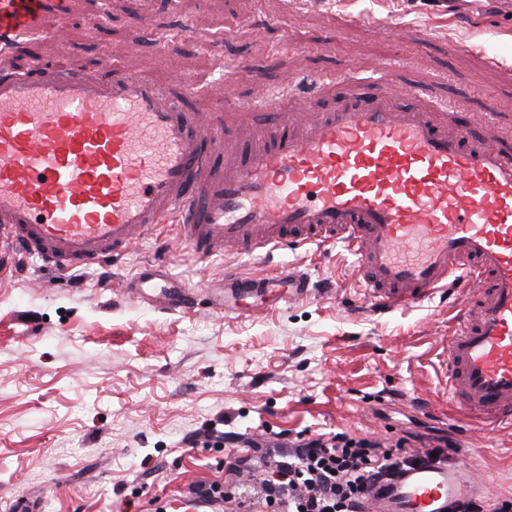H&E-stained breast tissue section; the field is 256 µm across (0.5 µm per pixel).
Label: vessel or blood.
I'll return each instance as SVG.
<instances>
[{
  "instance_id": "1",
  "label": "vessel or blood",
  "mask_w": 512,
  "mask_h": 512,
  "mask_svg": "<svg viewBox=\"0 0 512 512\" xmlns=\"http://www.w3.org/2000/svg\"><path fill=\"white\" fill-rule=\"evenodd\" d=\"M0 23V279L17 255L57 275L112 266L176 224L200 259L289 245H343L374 307L430 300L455 286L467 305L448 338V396L485 423L512 427V146L481 137L430 88L411 103L369 84L315 75L335 107L281 111L256 83L258 115L196 110L189 82L160 85L101 69L20 75V33L37 30L49 0H10ZM437 99V98H436ZM229 297L265 306L303 300L306 275L243 278L225 269ZM129 295L170 310L191 288L164 266L140 271ZM471 474L446 465L403 471L368 497V512H450Z\"/></svg>"
}]
</instances>
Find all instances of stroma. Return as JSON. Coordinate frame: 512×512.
Returning a JSON list of instances; mask_svg holds the SVG:
<instances>
[{"instance_id":"obj_1","label":"stroma","mask_w":512,"mask_h":512,"mask_svg":"<svg viewBox=\"0 0 512 512\" xmlns=\"http://www.w3.org/2000/svg\"><path fill=\"white\" fill-rule=\"evenodd\" d=\"M24 39L15 69L105 64L163 83L190 81L195 108L250 111L256 81L280 87L344 75L402 99L397 66L491 105L512 143V9L504 0H56ZM376 20L367 31L362 19ZM66 26L65 42L53 35ZM475 43L498 54L486 65ZM166 229L168 248L134 246L110 271L58 279L31 257L0 284V512H173L201 484L260 491L267 448L297 433L345 432L418 449L446 437L471 467L478 499L512 498V428L487 429L448 404L445 350L463 294L388 313L371 309L341 245L315 243L273 262L233 252L202 262ZM164 256L196 291L165 311L124 284ZM306 273L322 293L243 314L209 306L225 267Z\"/></svg>"}]
</instances>
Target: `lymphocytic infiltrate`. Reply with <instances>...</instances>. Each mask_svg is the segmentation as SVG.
<instances>
[{
  "instance_id": "lymphocytic-infiltrate-1",
  "label": "lymphocytic infiltrate",
  "mask_w": 512,
  "mask_h": 512,
  "mask_svg": "<svg viewBox=\"0 0 512 512\" xmlns=\"http://www.w3.org/2000/svg\"><path fill=\"white\" fill-rule=\"evenodd\" d=\"M456 444L437 439L432 450L393 449L381 440L344 432L297 436L262 480L264 497L254 501L210 485L206 497L224 500L229 512H364L366 495L406 468L445 464Z\"/></svg>"
}]
</instances>
